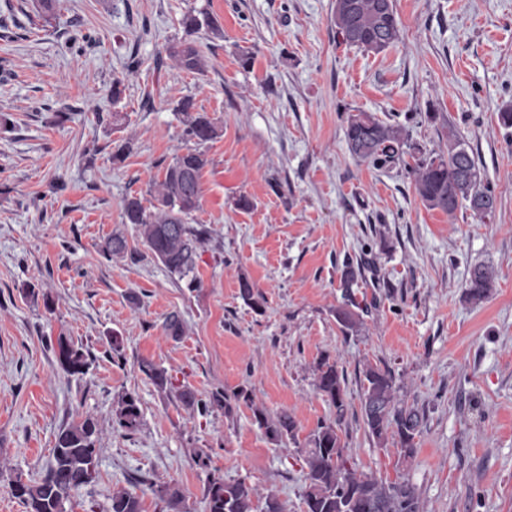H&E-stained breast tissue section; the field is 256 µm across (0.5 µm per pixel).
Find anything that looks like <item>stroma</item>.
<instances>
[{
	"instance_id": "35a3bbf8",
	"label": "stroma",
	"mask_w": 512,
	"mask_h": 512,
	"mask_svg": "<svg viewBox=\"0 0 512 512\" xmlns=\"http://www.w3.org/2000/svg\"><path fill=\"white\" fill-rule=\"evenodd\" d=\"M393 3L401 38L375 54L337 39L334 0H58L47 20L39 0H0V512H27L10 477L39 478L58 429L86 415L100 428L97 474L68 512L121 488L158 512L152 487L165 483L205 512L211 473L304 512L300 447L336 416L314 386L324 355L347 379L340 436L352 468L408 480L422 512H512V128L498 119L512 107V0ZM189 11L223 30L195 34L200 74L166 54ZM185 96L219 128L202 145L210 163L193 221L208 236L193 289L122 221L125 197L147 195L185 150L174 111ZM356 110L405 125L426 152L448 146L428 113L450 119L495 191L492 216L428 209L404 170L354 159L345 128ZM122 140L132 151L116 163ZM115 232L127 256L101 252ZM477 264L496 279L475 306L463 291ZM348 265L363 269L354 293L365 309L349 334L335 317ZM243 278L262 312L241 300ZM171 313L185 326L177 341L162 329ZM60 336L93 354L83 378L61 369L50 346ZM144 359L202 396L250 389L294 416L296 441L270 443L245 407L231 418L185 410L140 371ZM368 364L391 368L400 399L425 413L412 460L364 428ZM125 393L142 417L130 436L112 429Z\"/></svg>"
}]
</instances>
